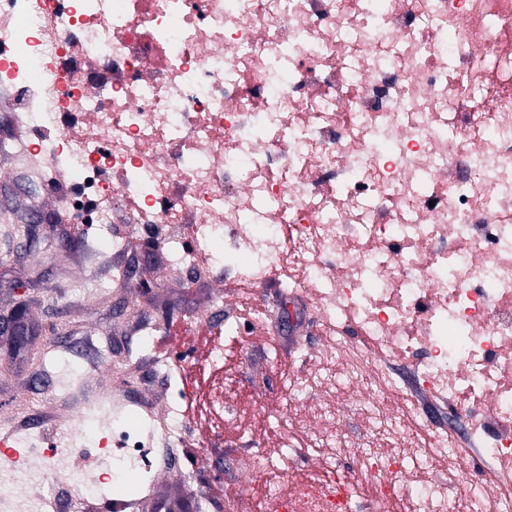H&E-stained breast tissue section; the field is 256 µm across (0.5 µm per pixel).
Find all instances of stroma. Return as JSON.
<instances>
[{
  "label": "stroma",
  "mask_w": 512,
  "mask_h": 512,
  "mask_svg": "<svg viewBox=\"0 0 512 512\" xmlns=\"http://www.w3.org/2000/svg\"><path fill=\"white\" fill-rule=\"evenodd\" d=\"M12 106V88H0V438L28 436L35 425L39 444L22 452L32 465H39L48 445L88 465L96 458L92 442L63 436L71 415L81 411L98 421L130 397L146 414L158 395L164 404L184 406V432L168 448L161 430H154L143 494L210 489L219 512H235L237 472L276 454L287 440L302 460L295 474L306 475L315 452L303 427L280 428L267 416L288 402L286 377L303 376L313 366L299 352L320 338L309 303L284 287L269 292L263 324L240 337L230 364L243 396L224 435L212 436L204 401L218 372L205 360L195 320L213 309L214 277L189 280L170 268L169 227L134 233L115 219L106 231L121 243L113 251L101 245L96 225L60 221L58 191L30 186L33 168L46 159L31 149L36 132L16 127ZM103 289L111 292V304L98 300ZM19 308L29 330L13 336L10 323ZM172 321L182 336L175 348L186 358L175 363L176 376L168 381L150 376L149 361L136 359L134 351L143 328L153 325L154 351L163 353V332ZM25 389L33 392L36 411L22 399ZM205 452L222 457V464L200 470L197 459Z\"/></svg>",
  "instance_id": "stroma-1"
}]
</instances>
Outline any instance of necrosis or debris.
<instances>
[{
    "label": "necrosis or debris",
    "mask_w": 512,
    "mask_h": 512,
    "mask_svg": "<svg viewBox=\"0 0 512 512\" xmlns=\"http://www.w3.org/2000/svg\"><path fill=\"white\" fill-rule=\"evenodd\" d=\"M6 2L15 117L97 223L134 206L132 232L190 230L176 270L288 273L330 330L278 419L313 406L314 479L286 496L244 472L237 512H512V0ZM341 389L354 442L320 402ZM239 397L214 382V434ZM87 420L84 482L131 503L151 421Z\"/></svg>",
    "instance_id": "4bbe7bcc"
}]
</instances>
